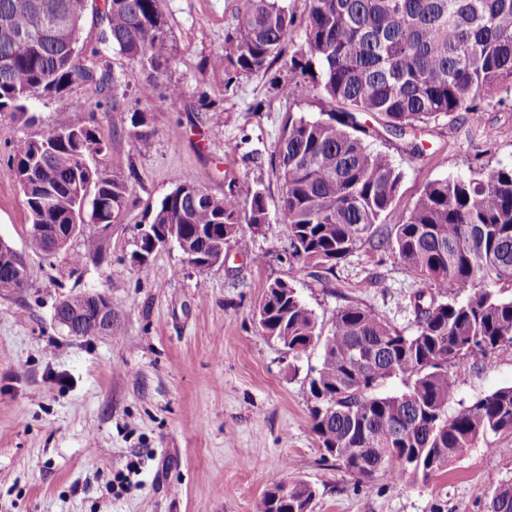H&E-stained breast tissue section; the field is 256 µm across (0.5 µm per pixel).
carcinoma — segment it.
Wrapping results in <instances>:
<instances>
[{"instance_id":"carcinoma-1","label":"carcinoma","mask_w":512,"mask_h":512,"mask_svg":"<svg viewBox=\"0 0 512 512\" xmlns=\"http://www.w3.org/2000/svg\"><path fill=\"white\" fill-rule=\"evenodd\" d=\"M163 0H104L103 42L132 65L140 99L159 90L181 95L170 72L171 27ZM89 0H0V116L21 118L31 103L88 86L100 109L112 99V62L85 44L65 51L64 39L82 35ZM296 25L283 0H248L237 29L232 65L269 68ZM307 52L291 58L301 78L280 88L285 97L318 91L331 107L326 118L288 113L273 158L281 184L279 223L291 257L327 271L360 245L378 238L422 284L414 293L415 329L406 335L377 311L342 307L327 335L295 288L268 284L255 311L261 332L282 345L296 366L321 346L311 368L312 432L322 459L338 462L360 480L385 470L428 480L485 436L512 434V386L451 409L456 384L448 366L472 364L512 350V297L495 287L512 283V164L468 178L429 182L401 224L380 227L402 172L391 155L358 136L364 113L410 139L445 118L465 120L485 101L512 93V0H311L304 22ZM309 55L321 80L310 85ZM130 135L146 144L148 113L130 118ZM105 152L96 126L57 121L16 141L9 154L17 176L35 190L23 193L32 224L120 223L132 188L89 157ZM152 224H176L197 252L233 238L245 240L270 223L262 189L249 183L222 196L192 178L181 181L153 212ZM95 236L84 239L81 263L102 254ZM61 317L88 318L79 294ZM405 378L395 395L374 393L388 378ZM315 489L274 476L262 512H311ZM487 512H512V485L488 495Z\"/></svg>"}]
</instances>
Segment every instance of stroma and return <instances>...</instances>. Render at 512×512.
<instances>
[{
    "mask_svg": "<svg viewBox=\"0 0 512 512\" xmlns=\"http://www.w3.org/2000/svg\"><path fill=\"white\" fill-rule=\"evenodd\" d=\"M246 7V0H163L179 97L143 104L131 65L114 52L115 89L103 108L87 107L81 86L33 103L39 124L97 126L109 170L133 188L101 260L74 265L79 237L50 258L28 251L8 156L34 129L0 116V237L24 252L29 272L26 287L0 290V512H260L275 475L308 481L313 512H485L489 492L512 484L511 434L487 435L426 481L380 471L365 486L335 461H321L308 384L320 354L290 369L285 349L257 329L253 312L268 283L292 284L322 329L340 308L359 305L408 333L418 284L391 252L368 243L329 273L290 258L276 221L272 153L289 113L323 118L328 106L316 92L279 91L305 46L303 28L268 72L233 67ZM218 55L224 67L215 66ZM142 109L154 129L146 143L128 133L131 114ZM360 121L366 143L387 151L403 173L384 225L402 223L431 181L512 162V99L486 101L463 122L433 123L418 155L375 116ZM187 176L219 197L244 182L264 188L270 224L246 244L228 241L223 264L211 268L190 266L173 243L138 265L139 225ZM83 292L111 299V334L75 338L57 327L58 301ZM450 372L455 404H469L512 385V350Z\"/></svg>",
    "mask_w": 512,
    "mask_h": 512,
    "instance_id": "1",
    "label": "stroma"
}]
</instances>
